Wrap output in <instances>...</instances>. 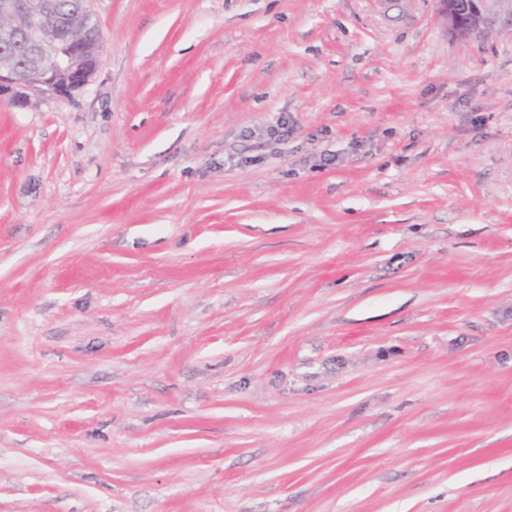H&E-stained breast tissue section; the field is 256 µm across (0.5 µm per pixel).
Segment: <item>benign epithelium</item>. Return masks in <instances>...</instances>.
Masks as SVG:
<instances>
[{
    "instance_id": "obj_1",
    "label": "benign epithelium",
    "mask_w": 512,
    "mask_h": 512,
    "mask_svg": "<svg viewBox=\"0 0 512 512\" xmlns=\"http://www.w3.org/2000/svg\"><path fill=\"white\" fill-rule=\"evenodd\" d=\"M447 32L457 39H479L512 31V0H432ZM72 14L57 0H0V104L28 106L31 96L64 98L92 77L102 42L70 35ZM53 47L47 64L41 48Z\"/></svg>"
}]
</instances>
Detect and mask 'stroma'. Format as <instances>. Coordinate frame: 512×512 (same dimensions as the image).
<instances>
[{
	"label": "stroma",
	"instance_id": "1",
	"mask_svg": "<svg viewBox=\"0 0 512 512\" xmlns=\"http://www.w3.org/2000/svg\"><path fill=\"white\" fill-rule=\"evenodd\" d=\"M91 9L0 104V512H512V33Z\"/></svg>",
	"mask_w": 512,
	"mask_h": 512
}]
</instances>
